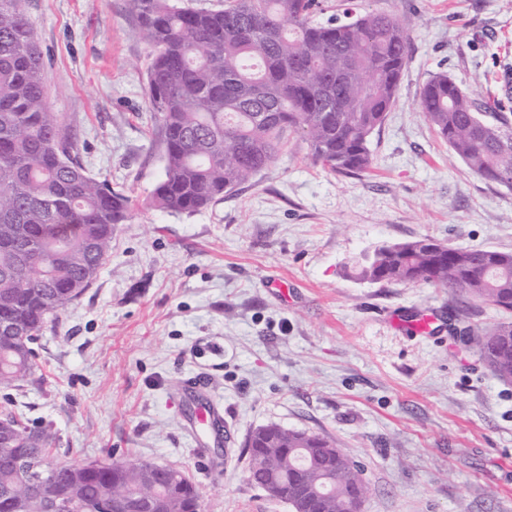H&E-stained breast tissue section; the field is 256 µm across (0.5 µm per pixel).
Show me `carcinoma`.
I'll return each instance as SVG.
<instances>
[{
    "instance_id": "obj_1",
    "label": "carcinoma",
    "mask_w": 512,
    "mask_h": 512,
    "mask_svg": "<svg viewBox=\"0 0 512 512\" xmlns=\"http://www.w3.org/2000/svg\"><path fill=\"white\" fill-rule=\"evenodd\" d=\"M150 45L146 96L163 132L165 174L155 205L194 214L276 161L291 135L311 160L341 174L370 169L369 139L395 101L410 57L409 29L386 12L316 24L319 0H225L222 8L127 0ZM43 60L25 0H0V387L33 375L32 344L79 299L108 258L128 196L92 175L74 135L46 107ZM418 105L438 135L481 179L512 186V117L482 113L479 88L446 74ZM371 283L430 284L512 313V253L462 249L428 235L378 246L356 263ZM489 370L512 381V321L472 337ZM282 428L250 454V482L281 501L331 486L317 512H349L369 488L361 465L324 436ZM53 434L11 403L0 410V512H93L104 490L135 496L156 481L154 512H200L185 476L146 462L60 465L26 479L17 462L44 465Z\"/></svg>"
}]
</instances>
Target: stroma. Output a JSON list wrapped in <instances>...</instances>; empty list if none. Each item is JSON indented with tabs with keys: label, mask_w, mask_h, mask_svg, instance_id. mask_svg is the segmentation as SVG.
<instances>
[{
	"label": "stroma",
	"mask_w": 512,
	"mask_h": 512,
	"mask_svg": "<svg viewBox=\"0 0 512 512\" xmlns=\"http://www.w3.org/2000/svg\"><path fill=\"white\" fill-rule=\"evenodd\" d=\"M25 8L48 108L88 171L134 203L93 284L39 338L34 376L0 389V403L51 428L48 465H170L201 512H291L248 480V438L276 423L363 466L364 512H512V382L468 344L500 313L352 268L421 235L512 253V188L472 173L418 106L445 74L512 113V0H323L319 23L383 11L410 30L371 171L334 173L293 137L271 168L192 215L152 203L165 158L145 95L151 48L127 0ZM422 314L434 318L426 334L413 325ZM198 375L224 407L226 448L191 432L183 389Z\"/></svg>",
	"instance_id": "35a3bbf8"
}]
</instances>
